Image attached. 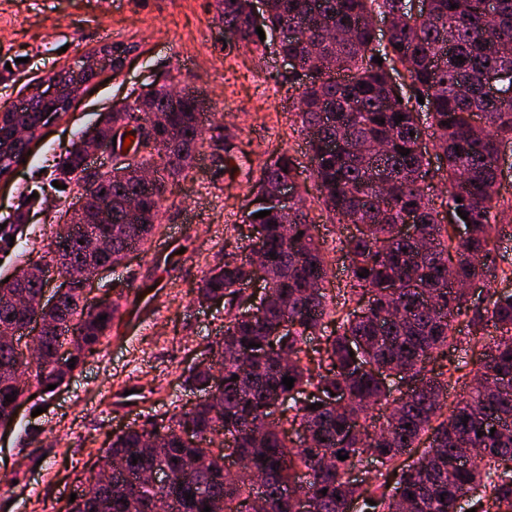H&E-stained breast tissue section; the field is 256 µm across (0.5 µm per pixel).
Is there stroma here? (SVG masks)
I'll use <instances>...</instances> for the list:
<instances>
[{"mask_svg":"<svg viewBox=\"0 0 512 512\" xmlns=\"http://www.w3.org/2000/svg\"><path fill=\"white\" fill-rule=\"evenodd\" d=\"M110 43L134 47L121 70L104 68L88 82L31 144L25 163L0 180V219L24 216L23 238L0 241V280L48 261L62 214L56 163L113 103L176 80L194 86L209 106L207 145L168 195L152 240L99 278L96 295L121 298L99 350L0 434V512H60L115 433L193 407L199 394L185 379L224 329L223 306L198 302L196 289L222 261L228 225L247 227L253 183L272 150L296 159L314 234L334 250L333 286L348 280L338 247L356 228L334 223L315 200L305 140L291 128L299 88L275 56L225 47L215 0H0V107ZM219 135L241 151L238 171H225L209 147Z\"/></svg>","mask_w":512,"mask_h":512,"instance_id":"1","label":"stroma"}]
</instances>
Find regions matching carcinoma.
<instances>
[{
	"instance_id": "obj_1",
	"label": "carcinoma",
	"mask_w": 512,
	"mask_h": 512,
	"mask_svg": "<svg viewBox=\"0 0 512 512\" xmlns=\"http://www.w3.org/2000/svg\"><path fill=\"white\" fill-rule=\"evenodd\" d=\"M266 2L259 24L250 0H216L217 18L241 35L240 45L261 55L285 24L301 29L316 48L283 44L300 69L290 74L302 86L296 132L307 139L317 201L337 223L362 226L343 242L349 290L328 293L332 262L312 233L304 194L297 192L286 212L275 196L281 184L296 182L295 160L272 151L253 185L261 196L249 214L248 232L197 288L200 302L224 298V331L205 350L223 379L209 367L191 371L186 383L200 392L195 405L166 424L130 426L116 435L107 448L115 471L77 487L65 512H150L156 498L168 500L169 512H203L207 506L216 512L220 504L224 512H292V492L309 497V512H350L355 503L359 512H461L464 502L475 512H512V293L490 288L497 261L507 263L512 276V257L500 251L498 228V217L512 210L501 194V160L512 147V95L501 99L486 90L497 73L512 90V0H431L432 16L421 22L408 15V0ZM382 14L396 22L386 47L375 53L373 18ZM377 55L380 64L373 61ZM327 61L347 78L324 72ZM397 66L411 85V101L397 99L400 91L390 76ZM51 107L65 111L36 94L25 99L34 121ZM203 111L198 92L174 103L170 90L153 89L131 104L113 106L112 120L96 128L109 136L110 123H122L118 144L134 136L130 151L156 169L160 184L150 188L120 166L101 193L87 198L97 220L92 228L110 245L104 260L117 264L154 236L169 183L193 168L203 147ZM157 115L164 122L155 123ZM427 132L441 151L442 165L434 173L420 149ZM403 147L410 153L401 155ZM27 151L23 145L6 147L0 172ZM130 197L140 199L136 218L125 207ZM408 209L425 234L421 247L396 233ZM264 210L271 214L254 217ZM454 225L466 230V238L450 234ZM64 232L60 228L55 240L66 238V247L52 251L49 261L61 273L86 251L82 233ZM256 244L272 287L261 314L245 320L238 285L251 277L245 254ZM456 282H479L486 296L473 300ZM39 286L32 278L0 287L4 420L27 391L46 396L48 385L61 384L50 369L60 347L75 344L79 368L120 311L116 299L101 321L84 312L78 298L65 296L42 313L47 330L32 367L16 355L9 331L20 323L13 296ZM285 319L294 331L272 337ZM478 344L489 351L478 368L486 382L472 377L465 356L445 372L426 370L431 359ZM239 349L249 356H226ZM285 376L295 379L290 389L282 384ZM452 383L470 386L469 394L448 400ZM271 401L279 403L281 416L264 425ZM188 424L193 442L179 435ZM157 432L162 457L147 446ZM227 436L237 448L232 482L224 463ZM421 444L426 450L404 461ZM472 451L478 461L448 468L449 458ZM340 454L348 459L339 460ZM370 458L378 464L370 480L350 481L348 475ZM162 464L170 471L166 485L130 481Z\"/></svg>"
}]
</instances>
